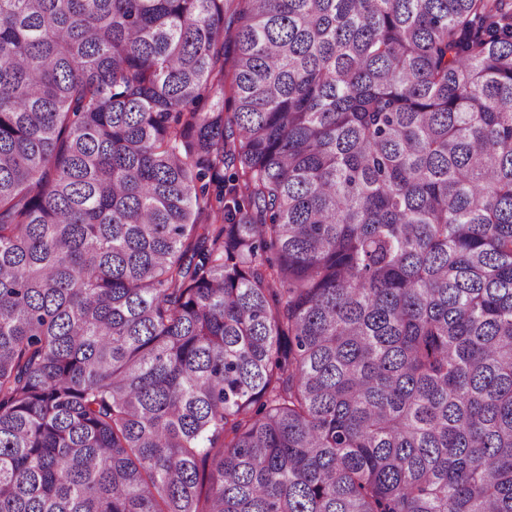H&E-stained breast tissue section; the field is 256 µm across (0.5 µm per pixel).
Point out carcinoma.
Instances as JSON below:
<instances>
[{"label":"carcinoma","mask_w":512,"mask_h":512,"mask_svg":"<svg viewBox=\"0 0 512 512\" xmlns=\"http://www.w3.org/2000/svg\"><path fill=\"white\" fill-rule=\"evenodd\" d=\"M0 512H512V0H0Z\"/></svg>","instance_id":"carcinoma-1"}]
</instances>
